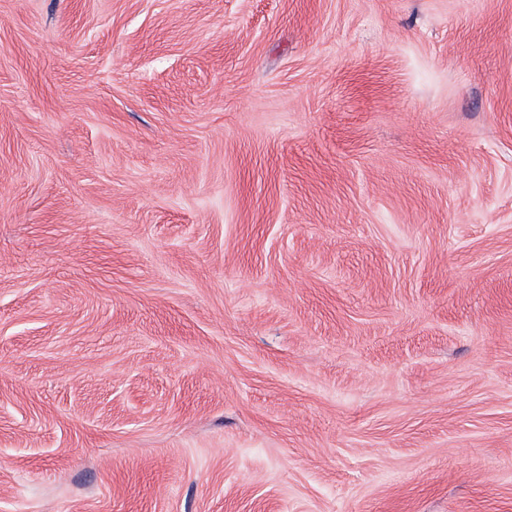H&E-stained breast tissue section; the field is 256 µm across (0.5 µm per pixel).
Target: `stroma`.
Returning <instances> with one entry per match:
<instances>
[{"label": "stroma", "mask_w": 512, "mask_h": 512, "mask_svg": "<svg viewBox=\"0 0 512 512\" xmlns=\"http://www.w3.org/2000/svg\"><path fill=\"white\" fill-rule=\"evenodd\" d=\"M0 512H512V0H0Z\"/></svg>", "instance_id": "35a3bbf8"}]
</instances>
